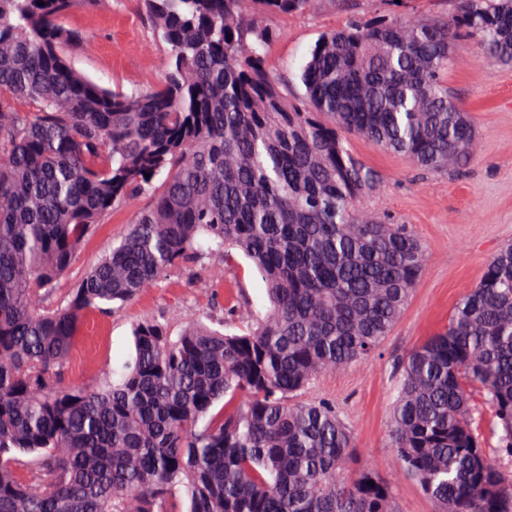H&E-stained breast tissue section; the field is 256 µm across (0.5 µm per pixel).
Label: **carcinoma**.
Returning <instances> with one entry per match:
<instances>
[{"label": "carcinoma", "mask_w": 512, "mask_h": 512, "mask_svg": "<svg viewBox=\"0 0 512 512\" xmlns=\"http://www.w3.org/2000/svg\"><path fill=\"white\" fill-rule=\"evenodd\" d=\"M109 2L0 0V512H397L336 404L303 398L380 351L429 260L407 225L360 206L383 178L347 138L457 175L479 142L448 88L453 45L512 66V0H451L444 18L131 0L166 51L162 79L131 92L69 55L85 42L69 14ZM326 8L344 22L296 96L268 64L272 19ZM124 210L118 243L60 293L85 239ZM241 257L263 311L242 294L176 336L144 320L118 378L66 381L87 314L174 273L222 288ZM395 388V473L435 512H512V244L398 360Z\"/></svg>", "instance_id": "carcinoma-1"}]
</instances>
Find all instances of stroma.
<instances>
[{"label": "stroma", "mask_w": 512, "mask_h": 512, "mask_svg": "<svg viewBox=\"0 0 512 512\" xmlns=\"http://www.w3.org/2000/svg\"><path fill=\"white\" fill-rule=\"evenodd\" d=\"M341 22V14L331 11L275 19L282 34L271 45L270 60L287 71L296 93L304 91L297 77L311 48L322 32ZM68 23L89 37L71 60L93 80L129 91L161 78L165 52L125 0H112L106 10L76 8ZM456 54L466 65L449 71L448 85L481 137L480 150L463 177L451 180L426 174L404 156L357 137L348 140L349 149L384 177L381 191L368 200V208L409 225L431 257L378 354L322 376L307 393L311 399L335 401L353 433L358 457L383 477L392 474L389 431L394 363L447 325L456 302L478 283L488 260L512 243V66L478 61V49L467 39L457 42ZM129 218V212L121 211L99 226L86 241L64 288L74 287L87 266L111 251ZM217 293L228 301L247 294L258 309L266 302L265 285L246 262L225 274L218 291L210 288L206 275H172L120 313L88 318L69 366V381L92 383L121 373L134 357L133 324L161 313L171 329H179L186 318L208 312Z\"/></svg>", "instance_id": "35a3bbf8"}]
</instances>
